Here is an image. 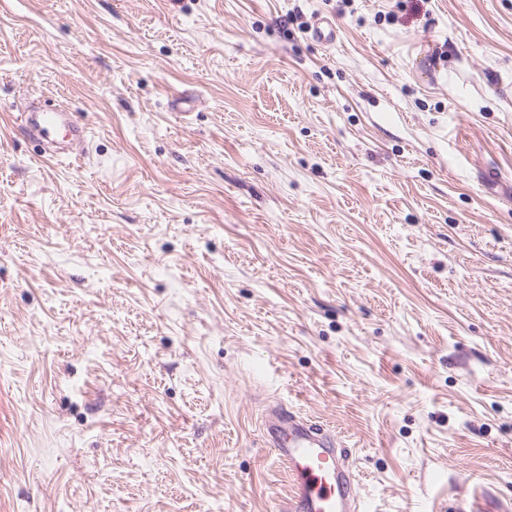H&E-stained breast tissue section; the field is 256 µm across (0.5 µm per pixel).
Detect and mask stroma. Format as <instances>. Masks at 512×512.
<instances>
[{"instance_id":"1","label":"stroma","mask_w":512,"mask_h":512,"mask_svg":"<svg viewBox=\"0 0 512 512\" xmlns=\"http://www.w3.org/2000/svg\"><path fill=\"white\" fill-rule=\"evenodd\" d=\"M273 403L512 500V0H0V512H278ZM69 116L65 112H40L36 114H20V123L35 129L43 136L51 135L59 126L66 125Z\"/></svg>"}]
</instances>
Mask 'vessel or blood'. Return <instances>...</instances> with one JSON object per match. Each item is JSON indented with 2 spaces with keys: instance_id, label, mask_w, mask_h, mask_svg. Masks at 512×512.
<instances>
[{
  "instance_id": "1",
  "label": "vessel or blood",
  "mask_w": 512,
  "mask_h": 512,
  "mask_svg": "<svg viewBox=\"0 0 512 512\" xmlns=\"http://www.w3.org/2000/svg\"><path fill=\"white\" fill-rule=\"evenodd\" d=\"M67 120L64 112L20 117L21 124L44 136L51 135ZM262 430L267 446L288 469L291 491L282 512H362L348 451L337 446L331 431L281 405L268 410ZM490 495L483 483H476L457 500L452 512H512L510 502L487 506Z\"/></svg>"
}]
</instances>
